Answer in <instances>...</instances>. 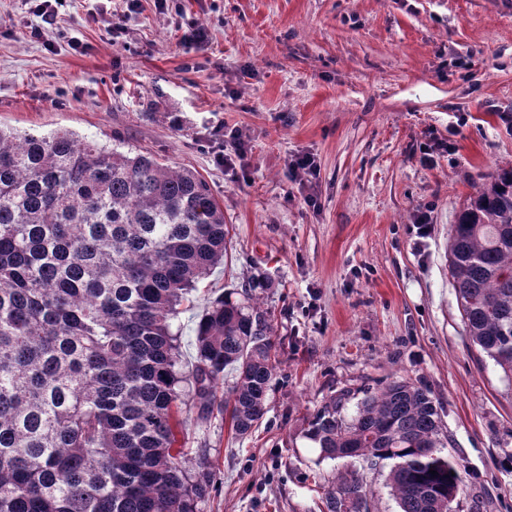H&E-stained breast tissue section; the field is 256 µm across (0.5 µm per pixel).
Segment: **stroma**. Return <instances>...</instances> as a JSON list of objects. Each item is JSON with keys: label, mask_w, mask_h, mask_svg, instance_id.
Wrapping results in <instances>:
<instances>
[{"label": "stroma", "mask_w": 512, "mask_h": 512, "mask_svg": "<svg viewBox=\"0 0 512 512\" xmlns=\"http://www.w3.org/2000/svg\"><path fill=\"white\" fill-rule=\"evenodd\" d=\"M30 7L0 0V127L121 142L197 171L224 209V261L174 321L181 373L209 302L264 282L278 364L262 421L237 435L185 391L184 466L210 480L194 512H326L352 464L320 459L306 419L402 379L428 386L468 467L452 512L476 495L512 512V377L471 346L448 274L464 201L512 165V0H63L39 40ZM237 138L247 167L215 165ZM441 140L453 151L422 164ZM302 155L316 172L296 178Z\"/></svg>", "instance_id": "obj_1"}]
</instances>
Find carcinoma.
Here are the masks:
<instances>
[{
    "instance_id": "1",
    "label": "carcinoma",
    "mask_w": 512,
    "mask_h": 512,
    "mask_svg": "<svg viewBox=\"0 0 512 512\" xmlns=\"http://www.w3.org/2000/svg\"><path fill=\"white\" fill-rule=\"evenodd\" d=\"M224 209L197 172L69 131L0 128V512H194L206 488L176 447L184 425L172 320L221 264ZM448 272L465 335L512 375V166L452 225ZM273 328L250 295L223 296L197 325L199 410L248 434L276 374ZM231 396H217L224 370ZM343 389L308 421L322 458L389 462L400 512H451L467 493L461 456L431 391L390 381ZM437 471L433 475L429 470ZM327 512H372L352 472Z\"/></svg>"
}]
</instances>
